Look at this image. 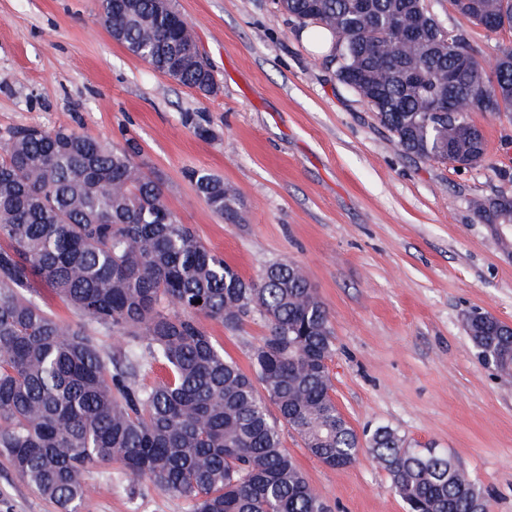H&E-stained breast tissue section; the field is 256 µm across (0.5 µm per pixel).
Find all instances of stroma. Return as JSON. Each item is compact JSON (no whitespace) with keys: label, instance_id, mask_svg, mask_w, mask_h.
I'll return each mask as SVG.
<instances>
[{"label":"stroma","instance_id":"35a3bbf8","mask_svg":"<svg viewBox=\"0 0 512 512\" xmlns=\"http://www.w3.org/2000/svg\"><path fill=\"white\" fill-rule=\"evenodd\" d=\"M191 23L215 89L203 94L151 69L112 39L99 0H0V137L66 127L114 145L134 140L180 223L248 279L299 265L329 310L332 396L356 433L389 427L412 448L449 452L512 512V378L477 358L465 319L512 322V224L482 223L479 199L512 195V112L479 113L478 167L403 153L374 112L313 53L275 0H172ZM465 33L486 71L512 30L492 33L430 0ZM210 129L204 140L196 125ZM223 178L240 203L230 224L188 173ZM244 372L267 329L204 323ZM285 448L332 512H405L368 443L336 469L281 430ZM81 512H189L184 500L92 468ZM0 512H56L0 457Z\"/></svg>","mask_w":512,"mask_h":512}]
</instances>
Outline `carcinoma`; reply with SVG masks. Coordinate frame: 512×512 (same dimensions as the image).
Returning a JSON list of instances; mask_svg holds the SVG:
<instances>
[{"instance_id":"obj_1","label":"carcinoma","mask_w":512,"mask_h":512,"mask_svg":"<svg viewBox=\"0 0 512 512\" xmlns=\"http://www.w3.org/2000/svg\"><path fill=\"white\" fill-rule=\"evenodd\" d=\"M485 30L512 29V0H449ZM300 25L333 36L338 80L366 102L407 155L456 166L485 162L476 112H512V45L487 74L464 36L429 0H280ZM109 32L154 71L203 94L214 75L190 60L189 22L157 0H100ZM426 40L409 56L394 21ZM345 34L339 40V34ZM446 98L459 108L434 112ZM122 146L67 128L26 127L0 141V455L58 512H80L93 463L188 501L192 512H328L288 449L281 427L333 468L352 465L359 437L331 395L330 314L298 266L278 262L241 277L168 209L159 179ZM217 216L235 223L224 179L189 173ZM485 224H512V196L475 203ZM48 289L85 324L36 301ZM201 303H196V300ZM259 317L254 373L224 356L202 324L228 330ZM124 341L106 351L87 328ZM466 331L480 360L512 376V335L487 312ZM146 364L165 375L139 381ZM276 413H271L269 406ZM408 512H487L484 491L436 448H408L387 427L369 438Z\"/></svg>"}]
</instances>
